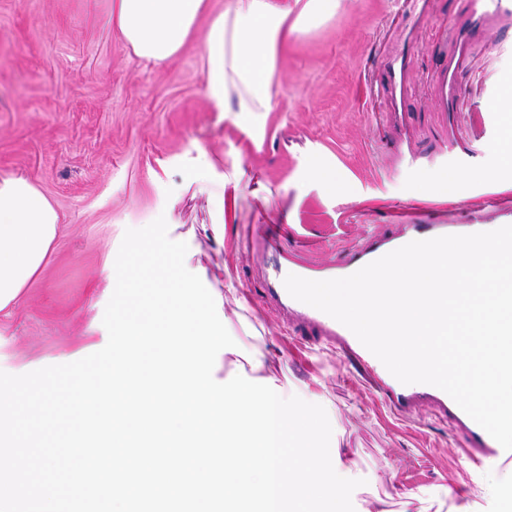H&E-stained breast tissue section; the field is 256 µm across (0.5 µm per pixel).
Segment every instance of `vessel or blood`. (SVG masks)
<instances>
[{"label": "vessel or blood", "mask_w": 512, "mask_h": 512, "mask_svg": "<svg viewBox=\"0 0 512 512\" xmlns=\"http://www.w3.org/2000/svg\"><path fill=\"white\" fill-rule=\"evenodd\" d=\"M480 9L474 19L475 27L481 28L494 18L512 16V0H478ZM467 58L456 57L452 66L438 73L435 81L440 88V107L445 112L459 109V88L455 73L466 67ZM484 225L470 220L463 224H404L395 237H377L365 247L350 251L344 261L321 263L302 258L300 250L279 251L276 238L265 241L267 249L278 251L281 277L270 290L287 317L295 324L317 326L324 337L342 349L354 353L376 376V392L384 405L394 414L403 415L423 404H430L440 412L450 415L457 426L473 441L464 449L465 460L478 464L483 459H493L497 465L512 468V451L504 450L481 426L470 418L442 389L423 383L402 384L383 363L343 324L324 312L297 301L287 292L283 278L293 274L310 280H323L349 276L365 265L415 240H426L445 235H465L484 232Z\"/></svg>", "instance_id": "1"}]
</instances>
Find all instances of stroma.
Segmentation results:
<instances>
[{"label": "stroma", "instance_id": "obj_1", "mask_svg": "<svg viewBox=\"0 0 512 512\" xmlns=\"http://www.w3.org/2000/svg\"><path fill=\"white\" fill-rule=\"evenodd\" d=\"M474 0H342L325 23L288 46L262 143L215 112L196 44L148 62L119 40L111 0H0V178L32 183L59 215L55 252L11 315L0 316V368L30 372L65 356H87L102 334L113 261L126 229L157 217L170 224H220L198 233L208 269L235 284L224 297L231 323H252L249 349L287 367L296 390L334 416L337 453L355 512H498L512 471L471 470L465 435L424 405L388 412L367 373L291 323L271 299L275 258L263 224L281 225V245L307 240L317 262L337 260L372 234L398 232V206L415 221L458 224L492 217L486 198L512 200L490 180L502 161L485 125L512 75V19L476 32L460 76L459 114L440 111L435 73L470 23ZM407 53L409 78L394 92L386 63ZM335 159L350 180L325 193L304 170L311 151ZM475 174L460 195L429 208L434 185L460 163ZM242 169L239 185L225 175ZM268 186L270 200L256 197ZM465 208H458V200Z\"/></svg>", "mask_w": 512, "mask_h": 512}]
</instances>
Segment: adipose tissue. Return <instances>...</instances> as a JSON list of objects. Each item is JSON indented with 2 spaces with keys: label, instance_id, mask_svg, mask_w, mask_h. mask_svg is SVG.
I'll use <instances>...</instances> for the list:
<instances>
[{
  "label": "adipose tissue",
  "instance_id": "obj_1",
  "mask_svg": "<svg viewBox=\"0 0 512 512\" xmlns=\"http://www.w3.org/2000/svg\"><path fill=\"white\" fill-rule=\"evenodd\" d=\"M340 0H227L206 29L207 0H112V27L138 58L170 59L196 40L215 111L261 140L289 42L335 14ZM58 216L28 180L0 178V312L11 311L55 246Z\"/></svg>",
  "mask_w": 512,
  "mask_h": 512
}]
</instances>
